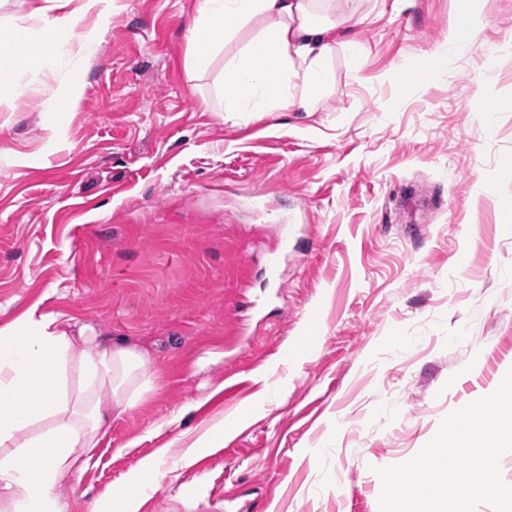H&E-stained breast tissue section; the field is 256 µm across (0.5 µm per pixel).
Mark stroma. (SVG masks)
<instances>
[{"instance_id": "35a3bbf8", "label": "stroma", "mask_w": 512, "mask_h": 512, "mask_svg": "<svg viewBox=\"0 0 512 512\" xmlns=\"http://www.w3.org/2000/svg\"><path fill=\"white\" fill-rule=\"evenodd\" d=\"M197 4L117 0L79 76L60 51L66 116L0 90V327L51 314L155 378L59 498L120 512L159 456L137 512H379L376 468L512 369V0H381L337 29L314 112L225 111L224 65L265 25L198 72ZM161 465L162 461L159 458L148 457L142 461L139 478L134 483L129 484V491L124 495V501L127 507V510L125 511H136L139 499L141 497V494L138 490L139 481L141 479H149L152 482V486H154L161 475Z\"/></svg>"}]
</instances>
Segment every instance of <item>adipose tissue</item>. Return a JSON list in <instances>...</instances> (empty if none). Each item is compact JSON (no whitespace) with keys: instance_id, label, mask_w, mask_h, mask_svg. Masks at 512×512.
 Masks as SVG:
<instances>
[{"instance_id":"obj_1","label":"adipose tissue","mask_w":512,"mask_h":512,"mask_svg":"<svg viewBox=\"0 0 512 512\" xmlns=\"http://www.w3.org/2000/svg\"><path fill=\"white\" fill-rule=\"evenodd\" d=\"M340 15H320L317 0H199L189 31L191 63L206 69L228 39L266 21L262 39L224 66L235 112L313 111L329 78L340 22L363 18L364 0H339ZM115 0H38L26 19L0 21V89L31 91L20 65L41 70L58 45L83 31L82 56L108 34ZM147 356L135 347L96 344L33 313L0 328V499L9 512H63L56 490L77 478L106 438L113 413L135 410L153 387ZM108 391L111 409L99 401Z\"/></svg>"}]
</instances>
